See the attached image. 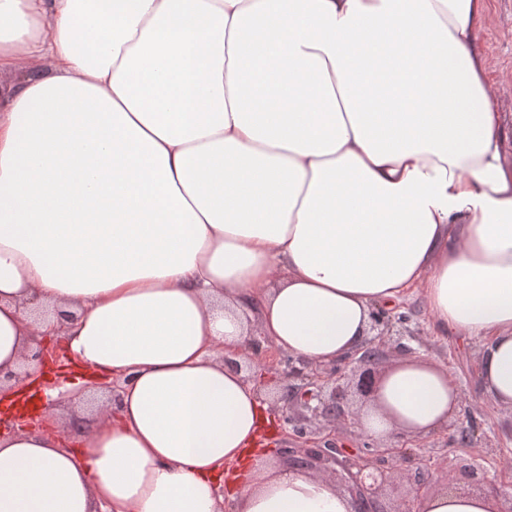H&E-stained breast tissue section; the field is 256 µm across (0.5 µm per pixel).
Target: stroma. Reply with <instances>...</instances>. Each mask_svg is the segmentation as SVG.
<instances>
[{
  "mask_svg": "<svg viewBox=\"0 0 512 512\" xmlns=\"http://www.w3.org/2000/svg\"><path fill=\"white\" fill-rule=\"evenodd\" d=\"M477 48L487 62L489 80L503 87L499 110L508 132L505 148L512 154V0H489L487 17L477 33ZM392 312L400 317L390 339V358L402 348L447 366L466 399V416L476 429L474 442L453 439V427L423 437L397 436L396 444L413 449L435 467L439 474L459 473L465 466L482 469L497 483L512 479V411L483 400L478 394L476 360L479 346L449 336L437 335L431 327L421 292L406 294Z\"/></svg>",
  "mask_w": 512,
  "mask_h": 512,
  "instance_id": "1",
  "label": "stroma"
}]
</instances>
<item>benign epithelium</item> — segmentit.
I'll return each instance as SVG.
<instances>
[{"mask_svg": "<svg viewBox=\"0 0 512 512\" xmlns=\"http://www.w3.org/2000/svg\"><path fill=\"white\" fill-rule=\"evenodd\" d=\"M392 328V320L388 317L374 316L370 326L374 331L373 340L354 351L343 367L331 369L326 376L320 375L303 360L283 356L262 345L260 337H250L246 346L258 361H275L284 367L286 385L281 396L284 433L295 439H304L310 433L308 426L312 419L322 417L334 421L348 416L346 403L351 388L375 392L379 382L377 365L383 358L386 337ZM0 422L4 424V430L11 432L40 426L42 418L26 410L14 409L4 412V419ZM341 453L343 450L338 448L336 437L329 434L317 439L315 445L307 449L304 462L310 467H325L331 463L341 466L344 475L340 480L348 484L349 492L355 498L371 507L370 512H414L406 498L398 500L392 510H384L382 500L394 468H400L403 479L416 491L426 487L434 478L432 466L408 448L368 442L363 454L354 459L343 460ZM465 477L476 481L481 492L499 496L500 486L479 475L478 469L468 468Z\"/></svg>", "mask_w": 512, "mask_h": 512, "instance_id": "7a95c632", "label": "benign epithelium"}]
</instances>
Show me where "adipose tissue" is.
<instances>
[{
    "instance_id": "adipose-tissue-1",
    "label": "adipose tissue",
    "mask_w": 512,
    "mask_h": 512,
    "mask_svg": "<svg viewBox=\"0 0 512 512\" xmlns=\"http://www.w3.org/2000/svg\"><path fill=\"white\" fill-rule=\"evenodd\" d=\"M488 0H0V397L38 334L116 383L97 418L0 434V512H363L261 449L245 358L332 365L420 289L512 409V160L475 49ZM407 355L358 423L460 414ZM418 512H498L445 490Z\"/></svg>"
}]
</instances>
